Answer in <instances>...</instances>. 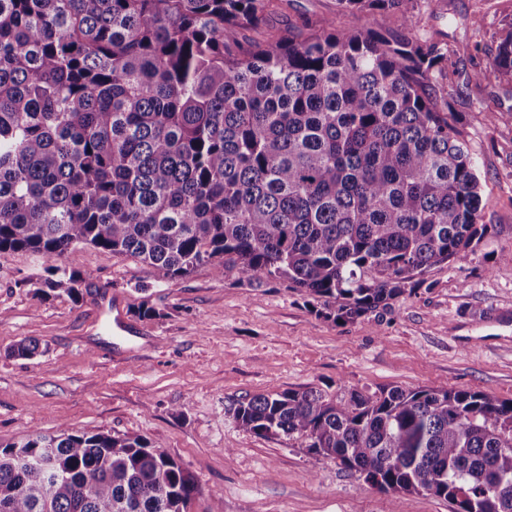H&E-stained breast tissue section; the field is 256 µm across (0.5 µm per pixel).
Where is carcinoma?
<instances>
[{"label": "carcinoma", "instance_id": "carcinoma-1", "mask_svg": "<svg viewBox=\"0 0 512 512\" xmlns=\"http://www.w3.org/2000/svg\"><path fill=\"white\" fill-rule=\"evenodd\" d=\"M279 0H0V253L76 299L92 246L161 279L212 261L285 281L353 322L487 234L477 161L448 120V49L412 39L415 0H337L330 21L229 49ZM512 79V29L490 74ZM237 425L302 438L378 491L512 512V400L465 389L310 388L242 398ZM197 485L146 438L62 428L0 445V512H186Z\"/></svg>", "mask_w": 512, "mask_h": 512}]
</instances>
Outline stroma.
I'll list each match as a JSON object with an SVG mask.
<instances>
[{
  "mask_svg": "<svg viewBox=\"0 0 512 512\" xmlns=\"http://www.w3.org/2000/svg\"><path fill=\"white\" fill-rule=\"evenodd\" d=\"M326 20L339 30L370 22L337 13L336 0H281L265 24L236 30L234 41L300 35ZM511 24L512 0H417L415 9L413 36H433L451 52L448 109L478 160L488 233L466 260L434 269L390 308L343 324L280 281L242 285L210 263L161 281L150 266L90 246L75 255L88 274L79 298L43 300L35 289L51 259L0 253V444L63 427L145 437L194 477L187 512H452L430 495L381 493L303 439L244 431L229 408L245 396L307 388L332 397L455 388L512 399V120L486 118L512 110V82L489 79L478 96L461 90L488 67ZM113 295L141 329L137 341L105 330L98 305ZM145 297L158 317L139 316ZM26 340L39 342L37 355L15 354Z\"/></svg>",
  "mask_w": 512,
  "mask_h": 512,
  "instance_id": "stroma-1",
  "label": "stroma"
}]
</instances>
